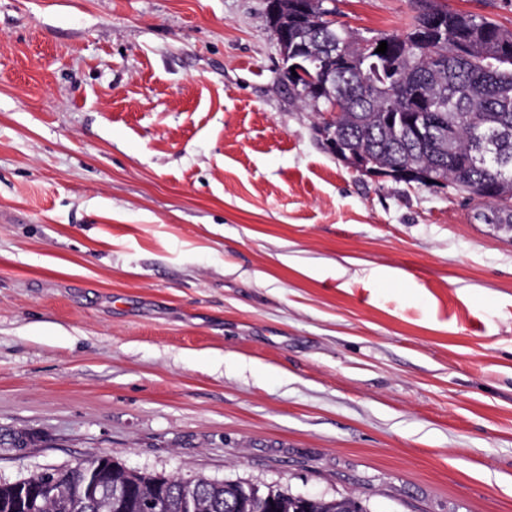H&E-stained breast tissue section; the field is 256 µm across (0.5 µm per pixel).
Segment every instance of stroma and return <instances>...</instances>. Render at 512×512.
Wrapping results in <instances>:
<instances>
[{
	"mask_svg": "<svg viewBox=\"0 0 512 512\" xmlns=\"http://www.w3.org/2000/svg\"><path fill=\"white\" fill-rule=\"evenodd\" d=\"M281 67L267 0H0V478L512 512V233L353 169Z\"/></svg>",
	"mask_w": 512,
	"mask_h": 512,
	"instance_id": "35a3bbf8",
	"label": "stroma"
}]
</instances>
